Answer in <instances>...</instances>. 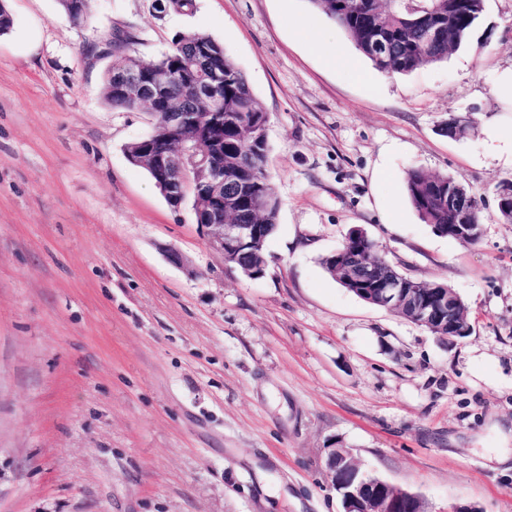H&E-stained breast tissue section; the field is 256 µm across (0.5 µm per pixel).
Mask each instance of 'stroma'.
I'll return each mask as SVG.
<instances>
[{
	"mask_svg": "<svg viewBox=\"0 0 512 512\" xmlns=\"http://www.w3.org/2000/svg\"><path fill=\"white\" fill-rule=\"evenodd\" d=\"M0 512H340L325 469L352 449L428 512H512V224L496 188L512 110V0H485L464 44L378 71L309 0H1ZM116 30L154 59L209 34L269 115L280 199L263 276L211 249L193 201L171 207L127 144L147 112L102 99ZM330 34L356 69L309 47ZM469 128L445 132L449 116ZM413 166L484 202L480 241L434 233ZM362 229L404 275L444 283L470 335L441 339L359 299L322 257ZM179 250L189 269L170 264Z\"/></svg>",
	"mask_w": 512,
	"mask_h": 512,
	"instance_id": "35a3bbf8",
	"label": "stroma"
}]
</instances>
